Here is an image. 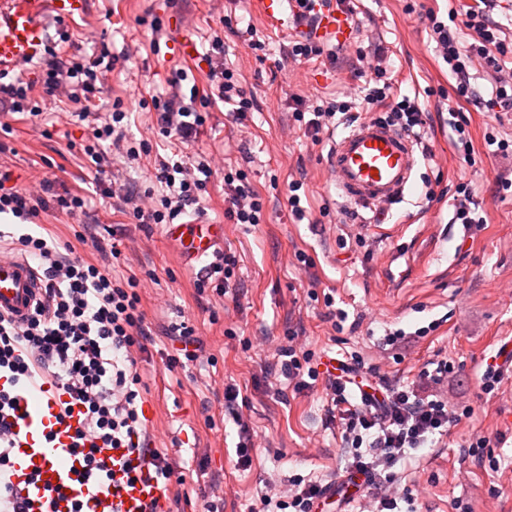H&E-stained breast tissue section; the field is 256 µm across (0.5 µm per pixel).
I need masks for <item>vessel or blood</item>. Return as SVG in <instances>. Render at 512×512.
Returning <instances> with one entry per match:
<instances>
[{
    "instance_id": "1",
    "label": "vessel or blood",
    "mask_w": 512,
    "mask_h": 512,
    "mask_svg": "<svg viewBox=\"0 0 512 512\" xmlns=\"http://www.w3.org/2000/svg\"><path fill=\"white\" fill-rule=\"evenodd\" d=\"M266 24L281 32L323 43H352L354 29L348 13L313 0L308 22H301L295 0H256ZM90 0H0V72L12 71L39 56L45 41L41 18L50 13L60 19L84 17ZM420 161L412 135L373 119L361 120L346 135L335 140L327 158L328 171L347 203L376 209L403 197L412 172ZM167 240L179 246L184 267H205L224 244L220 224L188 222L164 227ZM43 291L41 274L26 259L0 253V315L24 323ZM26 405L19 446L11 465L10 479L32 501L34 512H68L70 498L45 502V488L53 483L70 484L71 496L82 499L87 512H103L115 505L117 512H147L167 508V492L155 480L138 477L125 484L119 497L106 486L73 483L81 465L70 448L83 409L51 384L34 392Z\"/></svg>"
}]
</instances>
